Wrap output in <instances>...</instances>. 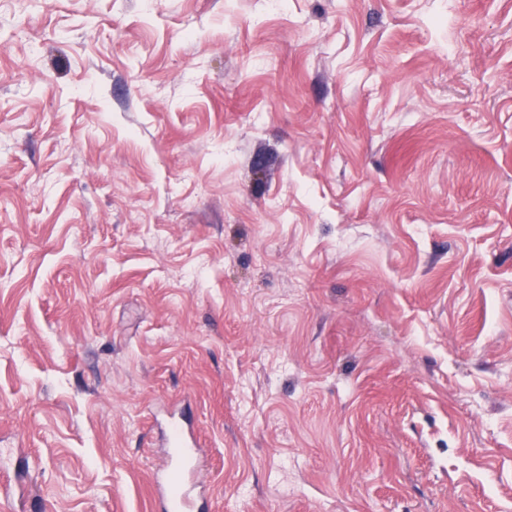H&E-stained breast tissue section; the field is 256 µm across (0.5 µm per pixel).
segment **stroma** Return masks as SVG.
Returning a JSON list of instances; mask_svg holds the SVG:
<instances>
[{"mask_svg": "<svg viewBox=\"0 0 512 512\" xmlns=\"http://www.w3.org/2000/svg\"><path fill=\"white\" fill-rule=\"evenodd\" d=\"M512 512V0H0L14 512ZM169 450L160 481L168 501L169 512H194L198 485L194 480L201 461L196 457V448L191 434L184 425L172 417L169 424Z\"/></svg>", "mask_w": 512, "mask_h": 512, "instance_id": "stroma-1", "label": "stroma"}]
</instances>
